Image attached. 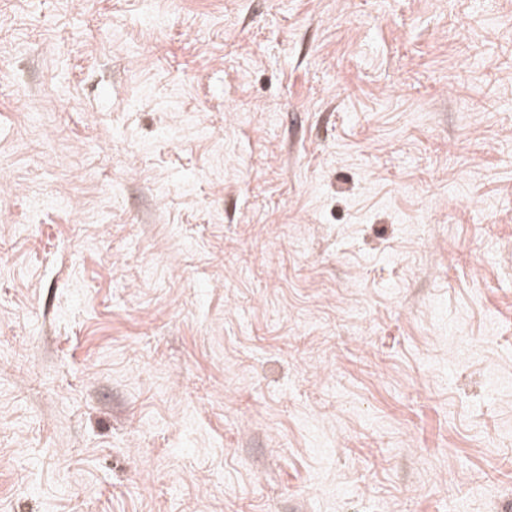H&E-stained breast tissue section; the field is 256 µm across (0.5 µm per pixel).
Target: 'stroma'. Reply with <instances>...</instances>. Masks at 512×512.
I'll list each match as a JSON object with an SVG mask.
<instances>
[{
	"mask_svg": "<svg viewBox=\"0 0 512 512\" xmlns=\"http://www.w3.org/2000/svg\"><path fill=\"white\" fill-rule=\"evenodd\" d=\"M0 512H512V0H0Z\"/></svg>",
	"mask_w": 512,
	"mask_h": 512,
	"instance_id": "stroma-1",
	"label": "stroma"
}]
</instances>
